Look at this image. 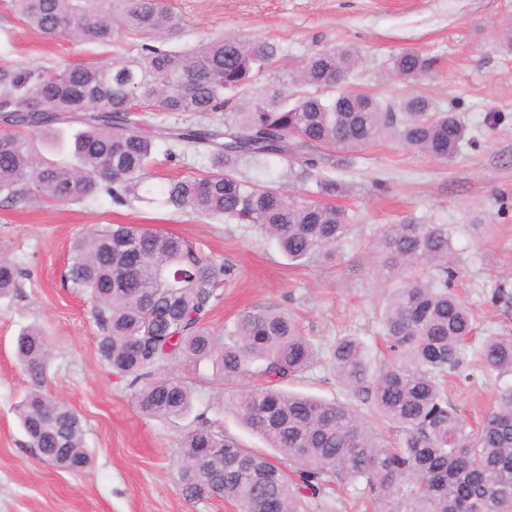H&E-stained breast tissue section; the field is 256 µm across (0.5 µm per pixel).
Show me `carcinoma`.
Wrapping results in <instances>:
<instances>
[{
	"mask_svg": "<svg viewBox=\"0 0 512 512\" xmlns=\"http://www.w3.org/2000/svg\"><path fill=\"white\" fill-rule=\"evenodd\" d=\"M30 26L49 35L72 28L109 45L121 34L150 39L178 30L156 0H13ZM275 57L273 47L238 38L212 39L190 55L145 45L137 56H114L65 66L38 77L0 69V86L22 92L0 121L19 133L0 137V194L15 204L31 192L49 203H78L106 193L116 204L160 205L227 223L253 224L288 260L331 259L350 230L347 210L335 202L341 183L331 175L329 151L356 150L385 139L435 159L451 161L465 128L439 112L424 94L393 110L372 94L345 84L359 56L339 47L305 60L295 89L251 87L254 71ZM429 68L414 51L392 58L399 79L414 82ZM137 101L160 112H192L224 121L156 127L130 115ZM63 124H78L71 160L46 163L27 137L51 139ZM177 158L205 159L203 174L148 183L157 143ZM288 162L289 177L312 182L313 197L264 183L265 164ZM255 169L252 176L241 166ZM375 274L388 287L380 314L394 359L377 362L357 336L325 347L301 333L288 314L248 311L210 331L205 320L224 288V266L193 242L140 224H112L73 244L70 281L94 301L100 327L97 351L112 374L135 388L139 410L154 419L183 417L192 408L186 381L165 371L178 364L212 367L226 383L262 380L232 404L238 420L281 459L242 446L202 424L183 437L177 477L189 501L217 496L239 512H305L307 500L333 482L365 485L375 512H512V384L499 385L497 404L471 428L448 401L447 378L466 360L482 375L512 373V330L486 336L470 349L475 319L450 286L455 271L445 224L407 219L372 242ZM429 266L431 278L414 271ZM18 269L0 256V296L17 288ZM17 357L39 381L48 365V341L38 327L17 338ZM325 359L336 380L364 405L327 401L284 388ZM17 417L40 459L65 471L91 464L78 415L41 390L29 392ZM402 433L388 448L374 422ZM296 476L291 480L282 462Z\"/></svg>",
	"mask_w": 512,
	"mask_h": 512,
	"instance_id": "1",
	"label": "carcinoma"
}]
</instances>
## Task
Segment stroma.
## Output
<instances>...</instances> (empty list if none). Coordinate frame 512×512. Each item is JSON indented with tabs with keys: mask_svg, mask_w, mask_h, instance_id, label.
<instances>
[{
	"mask_svg": "<svg viewBox=\"0 0 512 512\" xmlns=\"http://www.w3.org/2000/svg\"><path fill=\"white\" fill-rule=\"evenodd\" d=\"M182 21L157 47L191 51L202 41L235 35L276 50L272 67L255 73L254 87L288 82L305 59L347 46L363 63L353 89L397 105L412 92L455 112L474 138L443 162L380 140L355 151L335 150L338 202L352 217L347 243L335 259L297 265L258 228L199 218L138 202L118 205L107 195L80 204L52 205L38 194L13 206L0 201V252L21 270L19 288L0 298V512H233L220 498L191 502L177 485L182 436L198 423L247 448L264 443L238 422L231 400L256 386L246 377L224 384L212 370L177 366L189 382L191 411L159 421L137 408L125 380L116 378L96 348L99 327L89 296L67 278L71 246L105 224H146L192 241L227 268L223 295L206 323L223 333L244 312L270 308L293 314L305 335L321 343L350 334L375 356L388 352L379 313L385 291L375 276L371 242L380 229L414 219L447 225L454 242L455 288L471 302L476 332L512 329V0H167ZM415 51L430 59L427 76L407 83L392 77V57ZM72 34L54 38L29 27L11 0H0V68L33 74L60 63L113 56ZM494 222L475 234L477 218ZM39 325L52 349L49 370L34 383L19 365L16 339ZM498 382L448 380V399L470 423L496 403ZM80 417L90 466L80 472L40 460L21 428L16 407L33 388ZM289 389L345 402L352 394L322 365L290 380ZM361 487L327 490L309 512H371Z\"/></svg>",
	"mask_w": 512,
	"mask_h": 512,
	"instance_id": "1",
	"label": "stroma"
}]
</instances>
